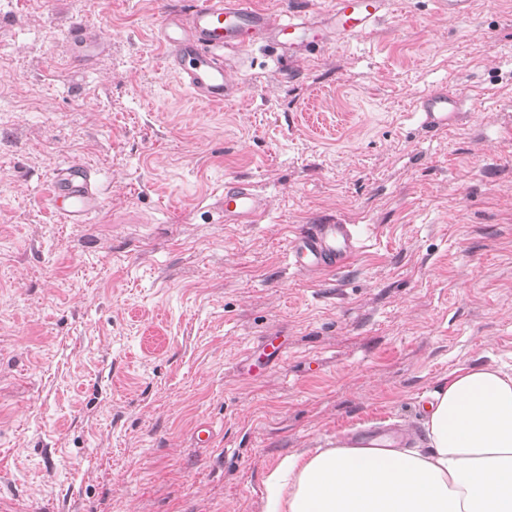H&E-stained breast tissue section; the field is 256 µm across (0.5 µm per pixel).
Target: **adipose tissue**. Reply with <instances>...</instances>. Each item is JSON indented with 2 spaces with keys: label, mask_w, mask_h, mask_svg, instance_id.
Instances as JSON below:
<instances>
[{
  "label": "adipose tissue",
  "mask_w": 512,
  "mask_h": 512,
  "mask_svg": "<svg viewBox=\"0 0 512 512\" xmlns=\"http://www.w3.org/2000/svg\"><path fill=\"white\" fill-rule=\"evenodd\" d=\"M422 435L279 461L266 512H512V374L462 367L431 394Z\"/></svg>",
  "instance_id": "adipose-tissue-1"
}]
</instances>
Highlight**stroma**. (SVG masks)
Listing matches in <instances>:
<instances>
[{
  "mask_svg": "<svg viewBox=\"0 0 512 512\" xmlns=\"http://www.w3.org/2000/svg\"><path fill=\"white\" fill-rule=\"evenodd\" d=\"M177 2L0 0V512H264L283 457L419 429L460 367L512 373V0L231 55L224 107L162 64ZM443 85L461 112L431 132L415 101ZM67 163L101 189L85 224L47 199ZM231 180L259 223H225ZM329 222L359 255L290 267ZM360 250L350 224H304L287 245L288 263L300 272H334Z\"/></svg>",
  "mask_w": 512,
  "mask_h": 512,
  "instance_id": "35a3bbf8",
  "label": "stroma"
}]
</instances>
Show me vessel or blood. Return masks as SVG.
Masks as SVG:
<instances>
[{
    "instance_id": "obj_1",
    "label": "vessel or blood",
    "mask_w": 512,
    "mask_h": 512,
    "mask_svg": "<svg viewBox=\"0 0 512 512\" xmlns=\"http://www.w3.org/2000/svg\"><path fill=\"white\" fill-rule=\"evenodd\" d=\"M388 8L389 0H331L315 18L294 8L271 14L253 7L250 0H190L187 8L166 11L159 26L163 65L181 77L196 100L221 106L242 90L229 74V53L268 43L292 59L300 50L365 33ZM458 106V95L445 89L426 93L418 102L423 125L435 132L456 121ZM48 196L66 224L87 223L100 208L91 171L81 164L59 168L49 182ZM265 208L248 184H225V223H255ZM359 250L352 225L305 224L289 240L287 256L298 271L325 273L344 267Z\"/></svg>"
}]
</instances>
